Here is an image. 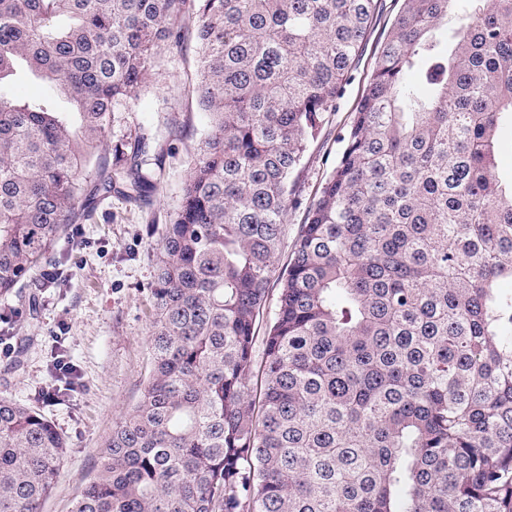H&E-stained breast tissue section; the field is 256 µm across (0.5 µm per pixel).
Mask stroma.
I'll list each match as a JSON object with an SVG mask.
<instances>
[{
	"mask_svg": "<svg viewBox=\"0 0 512 512\" xmlns=\"http://www.w3.org/2000/svg\"><path fill=\"white\" fill-rule=\"evenodd\" d=\"M400 8L380 0L363 49L335 111L294 175L288 232L296 234L343 149L340 140L370 79L377 53ZM198 50L188 42L165 51L147 88L117 113L113 138L145 127L152 137L142 173L145 200L120 191L98 197L86 220L68 225L53 253L58 278L41 272L0 294V396L39 410L68 443V457L42 512H71L96 474L112 429L134 406L146 380L157 253L178 208L186 172L206 130L194 86ZM70 362L74 385L65 396L56 364Z\"/></svg>",
	"mask_w": 512,
	"mask_h": 512,
	"instance_id": "35a3bbf8",
	"label": "stroma"
}]
</instances>
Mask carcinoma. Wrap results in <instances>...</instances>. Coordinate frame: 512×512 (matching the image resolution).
<instances>
[{
	"label": "carcinoma",
	"mask_w": 512,
	"mask_h": 512,
	"mask_svg": "<svg viewBox=\"0 0 512 512\" xmlns=\"http://www.w3.org/2000/svg\"><path fill=\"white\" fill-rule=\"evenodd\" d=\"M377 11L0 0V292L51 263L89 186L144 191L141 134L99 148L163 50L195 39L209 118L159 247L147 382L72 512H512V0H402L287 237ZM21 67L51 94L4 93ZM67 454L0 397V512H41ZM369 34L358 60L337 101L336 110L324 115L323 127L308 149L294 175L295 187L288 209V240H292L300 224H304L310 206L317 200L321 187L336 165L343 149L340 137L349 127L356 106L370 79L375 60L388 29L397 14L401 1L379 0Z\"/></svg>",
	"instance_id": "1"
}]
</instances>
